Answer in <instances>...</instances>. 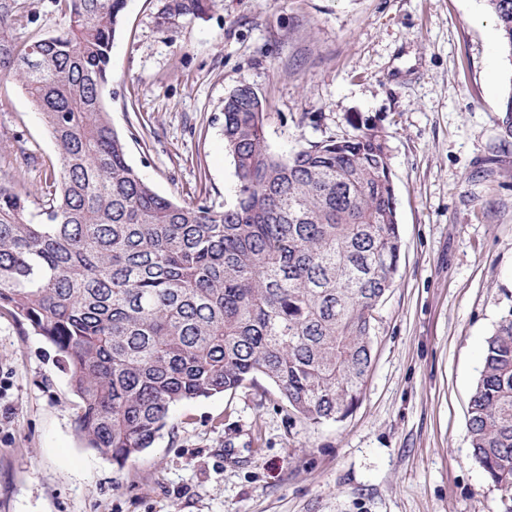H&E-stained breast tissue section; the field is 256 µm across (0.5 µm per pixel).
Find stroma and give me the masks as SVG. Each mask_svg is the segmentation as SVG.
Listing matches in <instances>:
<instances>
[{"label": "stroma", "instance_id": "1", "mask_svg": "<svg viewBox=\"0 0 512 512\" xmlns=\"http://www.w3.org/2000/svg\"><path fill=\"white\" fill-rule=\"evenodd\" d=\"M21 3L35 21L18 44L68 25L53 0ZM166 3L128 0L105 90L160 195L234 202L224 100L243 83L276 154L385 134L402 249L372 369L340 422L299 418L265 381L182 401L120 468L79 439L54 348L0 308V512H504L467 434L485 340L512 308V61L486 0H212L171 21ZM59 171L21 82L0 75V187L35 211Z\"/></svg>", "mask_w": 512, "mask_h": 512}]
</instances>
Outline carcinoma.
<instances>
[{
    "label": "carcinoma",
    "mask_w": 512,
    "mask_h": 512,
    "mask_svg": "<svg viewBox=\"0 0 512 512\" xmlns=\"http://www.w3.org/2000/svg\"><path fill=\"white\" fill-rule=\"evenodd\" d=\"M209 2L168 0L164 14ZM487 2L512 58V0ZM55 3L68 29L20 49L11 30L34 19L0 0V74L22 82L60 157L38 212L0 188V307L55 348L81 401L77 434L121 469L177 403L260 378L314 424L348 417L401 254L385 135L369 127L277 155L262 99L239 85L224 101L236 202H174L128 162L105 108L127 0ZM467 430L512 512V308L485 342Z\"/></svg>",
    "instance_id": "cac0c4a2"
}]
</instances>
